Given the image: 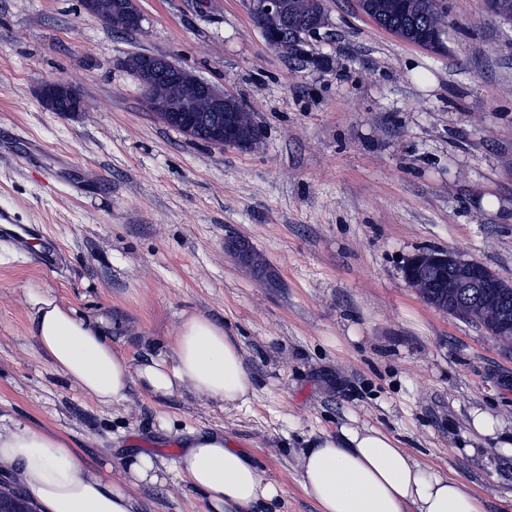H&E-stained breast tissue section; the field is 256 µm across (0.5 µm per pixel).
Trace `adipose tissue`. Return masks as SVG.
<instances>
[{
	"instance_id": "ef3b65f1",
	"label": "adipose tissue",
	"mask_w": 512,
	"mask_h": 512,
	"mask_svg": "<svg viewBox=\"0 0 512 512\" xmlns=\"http://www.w3.org/2000/svg\"><path fill=\"white\" fill-rule=\"evenodd\" d=\"M29 334L51 369L98 404L126 400L131 388L157 400L181 389L223 411L242 408L255 390L243 347L207 315H184L171 355L132 360L113 347L101 322L53 296H31ZM174 459L137 452L126 459L127 483L180 479L210 512H283L284 484L266 476L254 454L223 431L192 430ZM297 483L318 512H486L461 479L424 467L390 431L344 425L294 449ZM19 473L23 491L43 512H137L126 489L85 465L53 430L0 425V473Z\"/></svg>"
}]
</instances>
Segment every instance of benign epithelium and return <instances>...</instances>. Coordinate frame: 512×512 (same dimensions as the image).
<instances>
[{
    "mask_svg": "<svg viewBox=\"0 0 512 512\" xmlns=\"http://www.w3.org/2000/svg\"><path fill=\"white\" fill-rule=\"evenodd\" d=\"M249 11L266 42L290 55L308 57V38L330 25L324 0H246ZM83 9L103 24L126 31L141 26L138 0H81ZM500 19L512 22V0H488ZM360 12L376 26L384 18L403 12L425 20L427 32L416 45L440 55L447 51V12L443 0H358ZM147 106L159 119L183 126L186 136L193 128L204 129L208 144L250 149L262 134L255 113L223 88L200 78L162 55L136 53L125 61ZM44 107L51 112H82L85 102L79 90L62 80L46 82L41 89ZM224 246L243 267L262 279L267 263L245 240L230 232ZM403 278L430 307L448 310L483 327L502 346L512 351V281H506L473 259L451 250H428L407 258Z\"/></svg>",
    "mask_w": 512,
    "mask_h": 512,
    "instance_id": "1",
    "label": "benign epithelium"
}]
</instances>
